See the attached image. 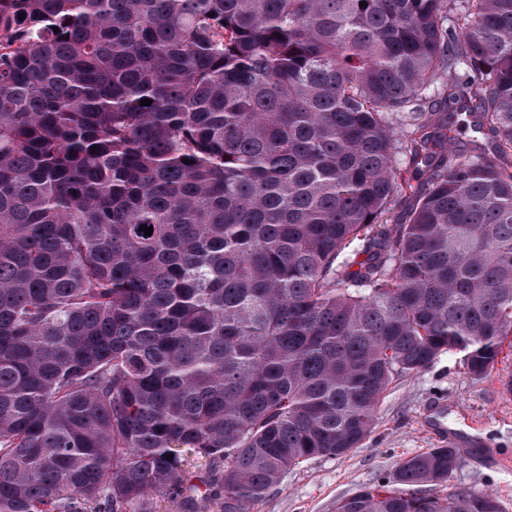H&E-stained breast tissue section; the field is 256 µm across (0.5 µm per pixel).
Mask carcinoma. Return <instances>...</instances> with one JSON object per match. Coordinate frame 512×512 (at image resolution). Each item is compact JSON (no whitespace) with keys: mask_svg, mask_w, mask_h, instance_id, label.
<instances>
[{"mask_svg":"<svg viewBox=\"0 0 512 512\" xmlns=\"http://www.w3.org/2000/svg\"><path fill=\"white\" fill-rule=\"evenodd\" d=\"M365 2L0 0V512H252L512 349V0ZM459 465L336 512H502Z\"/></svg>","mask_w":512,"mask_h":512,"instance_id":"carcinoma-1","label":"carcinoma"}]
</instances>
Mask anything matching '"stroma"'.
<instances>
[{"instance_id":"1","label":"stroma","mask_w":512,"mask_h":512,"mask_svg":"<svg viewBox=\"0 0 512 512\" xmlns=\"http://www.w3.org/2000/svg\"><path fill=\"white\" fill-rule=\"evenodd\" d=\"M511 377L512 355L481 379L469 374L460 356H440L427 370L390 386L377 426L362 447L300 463L253 512H336L340 500L386 482L403 459L438 447L427 415L442 403L448 408L450 445L461 455L449 487L493 493L503 512H512V394L501 387Z\"/></svg>"}]
</instances>
